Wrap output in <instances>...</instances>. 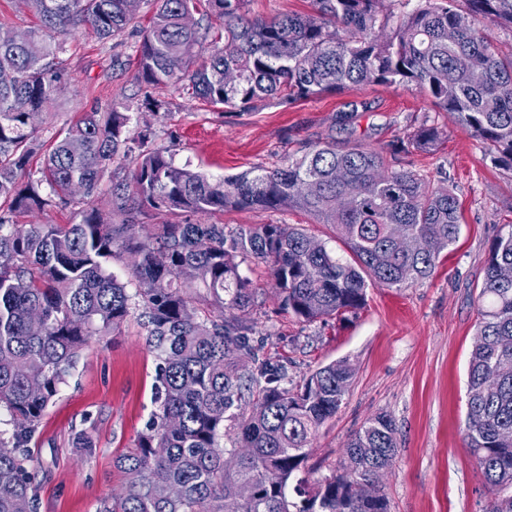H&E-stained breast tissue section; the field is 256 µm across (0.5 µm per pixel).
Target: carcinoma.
I'll use <instances>...</instances> for the list:
<instances>
[{
	"instance_id": "obj_1",
	"label": "carcinoma",
	"mask_w": 512,
	"mask_h": 512,
	"mask_svg": "<svg viewBox=\"0 0 512 512\" xmlns=\"http://www.w3.org/2000/svg\"><path fill=\"white\" fill-rule=\"evenodd\" d=\"M142 0H27L41 29L21 41L0 29V407L14 431L0 436V512H36L24 466L28 444L89 337L118 329L141 308L147 343L160 359L159 410L134 448L117 456L124 491L98 512H388L378 490L360 486L398 455L394 420L380 413L347 441L350 465L309 490L299 476L319 430L334 418L354 368L339 359L296 388L285 365L257 357L249 318L254 297L237 258L269 264L288 310L306 322L355 313L366 288H403L431 277L460 230L459 202L409 167L385 166L381 150L318 142L275 168L255 167L213 180L152 147L150 127L112 104L65 128H39L65 81L62 37L81 26L102 39L123 33ZM135 80L143 104L158 109L162 85H182L213 106L250 112L259 104L306 99L365 85L415 86L454 112L512 170V58L493 49L480 24L512 29V0H312V13L259 21L245 0H153ZM202 12L220 22L206 61ZM224 45H218L219 40ZM49 147L38 166L31 159ZM438 128L422 119L407 148L430 149ZM138 152L115 178L114 163ZM109 196L104 214L86 199ZM72 208V224L19 225L21 214ZM211 215L226 209H295L329 224L350 250L346 261L291 224L162 223L141 236L146 209ZM117 217L119 223L112 222ZM134 258L135 294L106 271ZM512 225L496 235L478 295L476 341L468 361L467 447L489 494L484 512H512ZM254 362L249 368L247 362ZM227 439L231 447L221 444ZM233 448H247L233 469ZM252 496L239 497L241 485Z\"/></svg>"
}]
</instances>
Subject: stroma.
Segmentation results:
<instances>
[{"label":"stroma","mask_w":512,"mask_h":512,"mask_svg":"<svg viewBox=\"0 0 512 512\" xmlns=\"http://www.w3.org/2000/svg\"><path fill=\"white\" fill-rule=\"evenodd\" d=\"M152 14L143 0L120 36L101 40L84 28L65 39L67 79L49 124L75 121L97 103L127 105L150 124L154 145L170 149L177 165L214 179L280 166L320 140L340 149L371 145L387 154L422 117L438 127L433 150L399 156L448 186L461 203L459 238L441 254L431 278L406 288L368 287L357 314L310 323L284 307L268 264L245 260L239 272L254 296L251 344L259 358L284 363L286 386L342 358L355 369L344 405L310 452L312 479L336 473L350 436L383 412L392 416L399 441L394 464L379 479L390 512H483L486 489L465 438L467 367L484 266L501 225L512 224V171L493 166L485 145L455 114L438 111L416 88L369 85L240 115L172 88L159 92L164 106L152 114L135 81L138 46ZM214 220L230 229L295 224L328 248L344 249L330 225L295 210L227 211ZM157 365L138 312L115 332L90 337L29 444L37 512H97L104 499L121 492L125 479L113 460L133 447L157 409ZM79 432L92 438L93 453L75 448Z\"/></svg>","instance_id":"stroma-1"}]
</instances>
